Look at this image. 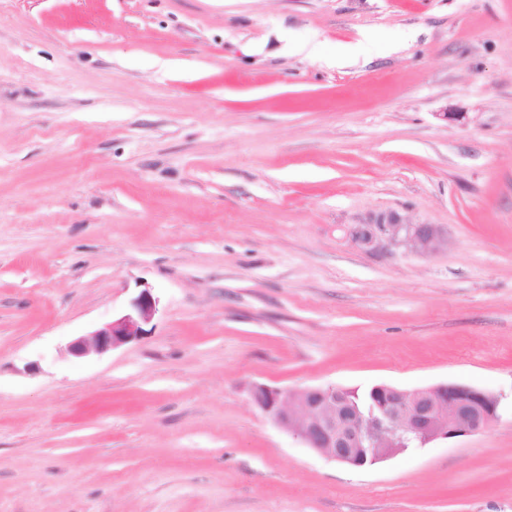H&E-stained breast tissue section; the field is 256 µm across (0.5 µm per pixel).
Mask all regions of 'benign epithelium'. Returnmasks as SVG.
Masks as SVG:
<instances>
[{"mask_svg": "<svg viewBox=\"0 0 512 512\" xmlns=\"http://www.w3.org/2000/svg\"><path fill=\"white\" fill-rule=\"evenodd\" d=\"M352 243L370 252L402 247L435 252L443 240L436 224H410L394 212H380L349 231ZM158 299L144 289L131 310L68 345L74 356L105 354L145 334L157 313ZM353 390L328 385L285 393L259 386L257 405L304 447L329 461L367 468L438 439H455L486 429L499 418L498 396L460 384L405 390L389 385L371 388L374 405L361 410Z\"/></svg>", "mask_w": 512, "mask_h": 512, "instance_id": "obj_1", "label": "benign epithelium"}]
</instances>
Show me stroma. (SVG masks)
<instances>
[{"mask_svg":"<svg viewBox=\"0 0 512 512\" xmlns=\"http://www.w3.org/2000/svg\"><path fill=\"white\" fill-rule=\"evenodd\" d=\"M443 383L363 469L252 396ZM0 512H512V0H0ZM352 243L370 253L391 252L402 247L435 252L443 240V231L436 224H410L394 211L371 215L363 224L349 231ZM158 299L146 288L133 301L131 310L104 324L95 330L91 342L83 338L74 340L68 345V351L74 356H84L90 352L105 354L127 342L143 336L146 331L143 325L154 318L158 309Z\"/></svg>","mask_w":512,"mask_h":512,"instance_id":"1","label":"stroma"}]
</instances>
